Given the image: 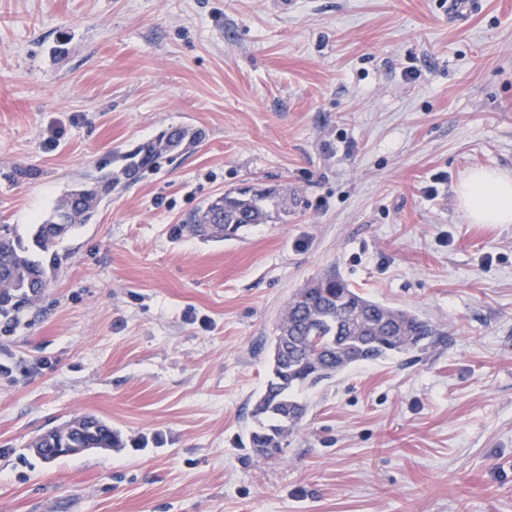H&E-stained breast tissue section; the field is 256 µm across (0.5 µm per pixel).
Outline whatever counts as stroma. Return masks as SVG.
<instances>
[{
  "mask_svg": "<svg viewBox=\"0 0 512 512\" xmlns=\"http://www.w3.org/2000/svg\"><path fill=\"white\" fill-rule=\"evenodd\" d=\"M174 164L103 199L41 299L0 318V512H512V0H0V225L172 127ZM282 218L174 237L225 191ZM336 270L442 330L302 395L281 459L249 445L289 295ZM120 445L51 461L86 415ZM460 206L472 224H512V176L476 168L458 188Z\"/></svg>",
  "mask_w": 512,
  "mask_h": 512,
  "instance_id": "1",
  "label": "stroma"
}]
</instances>
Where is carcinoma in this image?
<instances>
[{"label": "carcinoma", "instance_id": "obj_1", "mask_svg": "<svg viewBox=\"0 0 512 512\" xmlns=\"http://www.w3.org/2000/svg\"><path fill=\"white\" fill-rule=\"evenodd\" d=\"M197 134L171 127L122 156V165L92 182L68 191L53 213L34 225L30 241L0 226V317L15 316L34 305L61 270L67 254L59 246L76 226L88 223L103 197L128 188L146 172L173 164L192 148ZM282 203L271 189L241 188L201 209L179 231L202 240H224L252 224H266L280 215ZM66 215L64 223L57 217ZM440 335L439 325L408 307H394L370 298L335 272L316 276L288 298L270 339L268 379L252 417L262 421L250 434L251 448H267V459L281 456L300 426L307 407L299 392L317 386L365 363L423 352ZM94 422L85 439L90 448H112V426L95 416L71 420Z\"/></svg>", "mask_w": 512, "mask_h": 512}]
</instances>
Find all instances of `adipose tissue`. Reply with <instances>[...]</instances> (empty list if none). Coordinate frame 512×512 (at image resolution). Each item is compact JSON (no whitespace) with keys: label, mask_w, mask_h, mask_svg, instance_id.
I'll list each match as a JSON object with an SVG mask.
<instances>
[{"label":"adipose tissue","mask_w":512,"mask_h":512,"mask_svg":"<svg viewBox=\"0 0 512 512\" xmlns=\"http://www.w3.org/2000/svg\"><path fill=\"white\" fill-rule=\"evenodd\" d=\"M460 206L474 224H512V175L491 168L470 172L458 189Z\"/></svg>","instance_id":"obj_1"}]
</instances>
